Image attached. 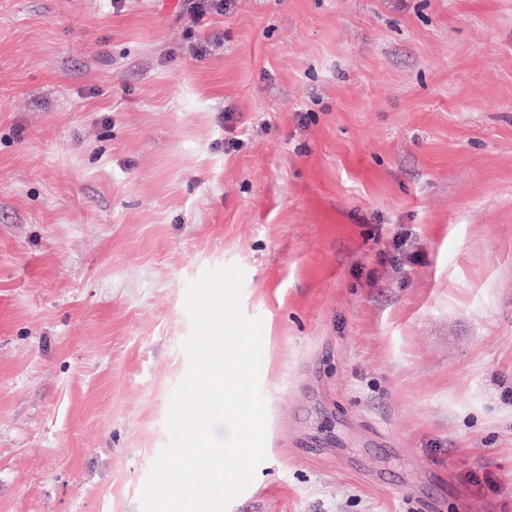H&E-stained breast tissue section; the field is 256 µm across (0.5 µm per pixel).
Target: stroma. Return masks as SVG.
I'll list each match as a JSON object with an SVG mask.
<instances>
[{
  "label": "stroma",
  "mask_w": 512,
  "mask_h": 512,
  "mask_svg": "<svg viewBox=\"0 0 512 512\" xmlns=\"http://www.w3.org/2000/svg\"><path fill=\"white\" fill-rule=\"evenodd\" d=\"M231 265L227 512H512V0H0V512H143Z\"/></svg>",
  "instance_id": "obj_1"
}]
</instances>
